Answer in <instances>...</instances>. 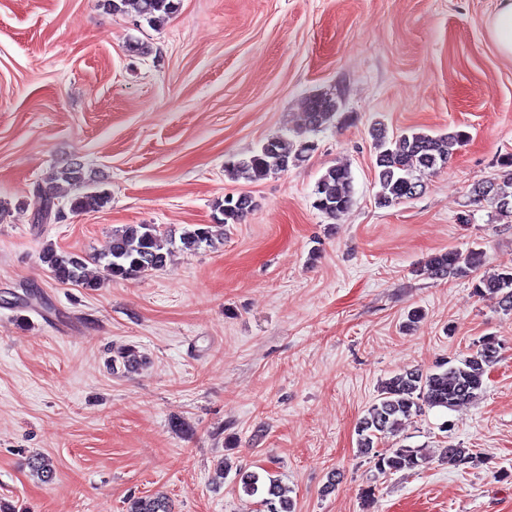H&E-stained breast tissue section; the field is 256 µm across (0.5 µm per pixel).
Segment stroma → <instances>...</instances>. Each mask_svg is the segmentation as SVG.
<instances>
[{
    "label": "stroma",
    "mask_w": 512,
    "mask_h": 512,
    "mask_svg": "<svg viewBox=\"0 0 512 512\" xmlns=\"http://www.w3.org/2000/svg\"><path fill=\"white\" fill-rule=\"evenodd\" d=\"M498 0H180L151 25L99 0H0V503L11 512H126L165 494L173 512H252L219 459L267 471L294 512H512V313L471 279L420 274L441 250L481 246L512 267V218L473 183L512 154V59L487 22ZM143 51H131L133 43ZM337 98L350 122L249 182L224 171L305 128L301 101ZM466 131L415 198L377 207L370 130ZM78 163L111 194L101 211L35 221L34 190ZM333 165L353 176L336 223L313 208ZM257 208L150 275L89 291L56 283L46 247L105 255L126 224L181 234L225 196ZM423 314L408 326L407 314ZM505 348L476 399L405 420L419 472L375 479L357 427L381 380L457 363L480 337ZM148 362L112 373V347ZM450 431H443V423ZM458 444L478 466L441 462ZM52 459L53 481L28 460ZM342 481L323 486L330 472ZM377 481L362 508L358 492Z\"/></svg>",
    "instance_id": "stroma-1"
}]
</instances>
